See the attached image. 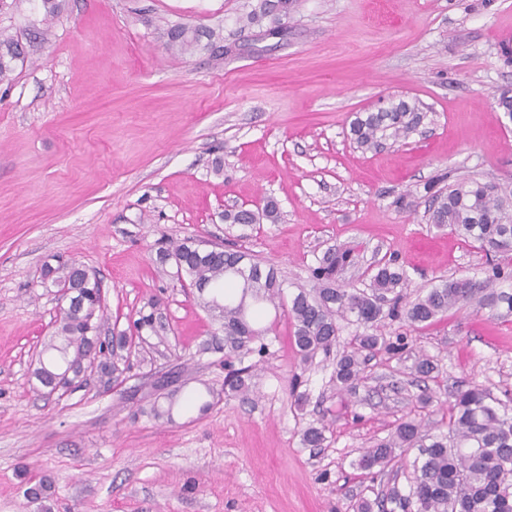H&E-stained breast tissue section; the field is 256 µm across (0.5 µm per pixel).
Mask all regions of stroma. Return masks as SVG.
Segmentation results:
<instances>
[{
  "instance_id": "35a3bbf8",
  "label": "stroma",
  "mask_w": 512,
  "mask_h": 512,
  "mask_svg": "<svg viewBox=\"0 0 512 512\" xmlns=\"http://www.w3.org/2000/svg\"><path fill=\"white\" fill-rule=\"evenodd\" d=\"M258 2L63 0L49 21L41 0L0 7V32L24 47L0 81V512H356L381 490L358 461L402 419L445 429V401L472 383L512 408L505 310L452 309L418 330L386 321L409 356L375 352L348 396L333 358L302 361L290 320L269 308L248 395L154 416L161 374L201 396L230 371L221 321L157 263L160 243L248 249L275 265L287 298L312 289L327 248L351 252L345 288H366L393 258L413 297L486 266L463 236L428 224L432 189L512 187V121L490 104L512 87L500 52L512 0H297L280 38L247 23ZM175 24L197 30L192 50L170 48ZM399 97L420 102L423 126L357 150L355 113ZM267 197L277 222L220 218ZM72 260L102 280L106 330L153 310L163 327L142 331L123 384L91 376L45 398L34 361L58 300L41 268ZM417 354L436 363L429 377L412 371ZM424 392L435 403L421 406ZM320 419L326 442L305 447ZM24 464L50 479L45 499L25 497Z\"/></svg>"
}]
</instances>
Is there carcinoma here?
I'll list each match as a JSON object with an SVG mask.
<instances>
[{
  "label": "carcinoma",
  "instance_id": "cac0c4a2",
  "mask_svg": "<svg viewBox=\"0 0 512 512\" xmlns=\"http://www.w3.org/2000/svg\"><path fill=\"white\" fill-rule=\"evenodd\" d=\"M169 37L182 51L197 40L196 32L186 27L171 29ZM22 57L20 41L0 33V81ZM421 119L416 101L391 100L381 111L357 113L350 123L351 139L357 148L372 150L383 139L408 137ZM428 223L454 229L495 257L485 279L448 277L411 300L403 293L406 272L389 259L377 265L370 288H341L336 286V274L348 262L349 252L331 248L310 268L313 289L299 290L285 304L274 266L246 251L220 253L188 238L161 248L157 259L162 265L174 261L177 276L224 320V344L235 355L265 350L263 336L251 326L249 314L266 304L276 309L287 306L294 345L305 362L337 348L342 324L367 329L336 355L334 363L336 387L353 394L378 347L393 356L407 352L405 337L388 341L380 333L386 320L402 318L420 328L453 308L487 306L512 312V291L488 288L495 280L512 278V190L476 180L456 181L433 194ZM82 269L75 262L44 268V279L76 303L73 311L57 319L54 335L41 350L34 370L45 396L82 384L92 372L116 385L125 380L127 367L120 366L124 360L120 352L132 349L133 337L122 332L97 344L105 324L101 280L85 278ZM231 282L240 288L237 301L224 298V286ZM248 371L240 369L224 380V389L209 387L207 394L214 399L246 394ZM448 410V432L433 434L420 421L407 418L388 439L362 455L358 466L365 471H410L408 492L395 484L387 487L378 502L381 512H512V413L488 389L475 384L457 388ZM325 432V424L310 423L302 431V442L320 448ZM49 489L51 482L42 477L27 482L25 495L38 501L46 498Z\"/></svg>",
  "mask_w": 512,
  "mask_h": 512
}]
</instances>
